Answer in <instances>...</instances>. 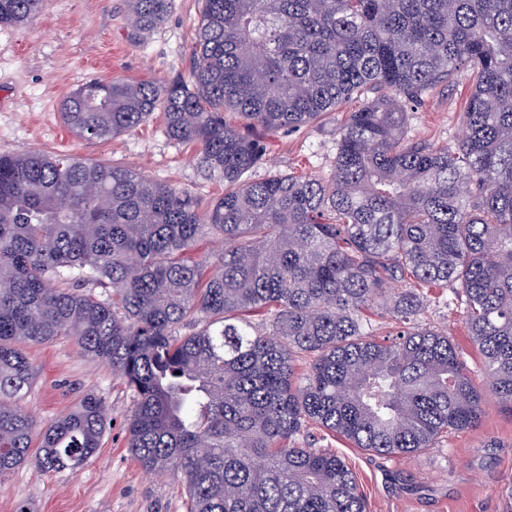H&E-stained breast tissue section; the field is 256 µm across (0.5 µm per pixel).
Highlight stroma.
Here are the masks:
<instances>
[{
	"mask_svg": "<svg viewBox=\"0 0 512 512\" xmlns=\"http://www.w3.org/2000/svg\"><path fill=\"white\" fill-rule=\"evenodd\" d=\"M199 0H175L165 23L143 39L131 36L123 0H44L40 16L17 27H0V152L46 151L135 167L149 178L188 192L207 209L224 191L203 176L198 147L168 138L162 115L108 141L77 138L65 125L60 104L91 78L168 80L190 76L191 38L200 18ZM468 83L433 89L409 109L410 137L455 148L463 136L461 114ZM351 105L320 122L265 136V161L251 179L294 174L329 178L338 132ZM424 322L444 325L460 348L472 378L481 359L463 324L451 290L427 292ZM38 377L22 404L37 428L73 410L84 394L102 397L111 422L95 456L71 472L41 473L21 467L0 478V512H187L180 481L144 472L127 448L125 424L133 394L104 362L84 356L70 339L29 347ZM314 447L344 458L367 512H504V485L512 483V408L489 404L479 427L449 433L428 453L387 458L352 447L315 427Z\"/></svg>",
	"mask_w": 512,
	"mask_h": 512,
	"instance_id": "1",
	"label": "stroma"
}]
</instances>
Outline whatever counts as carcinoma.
<instances>
[{
  "label": "carcinoma",
  "instance_id": "cac0c4a2",
  "mask_svg": "<svg viewBox=\"0 0 512 512\" xmlns=\"http://www.w3.org/2000/svg\"><path fill=\"white\" fill-rule=\"evenodd\" d=\"M124 2L135 38L173 8ZM42 5L0 0V25ZM190 60L188 82L92 80L61 111L89 141L162 113L224 180L202 215L125 164L0 153V475L73 472L100 447L109 412L88 392L32 450L21 345L68 337L133 392L127 448L181 481L188 512H365L311 426L398 458L477 426L491 399L512 407V0H201ZM462 72L457 151L409 137L406 109ZM358 98L330 183L244 178L266 144L225 113L269 135ZM206 237L224 241L209 271L193 257ZM64 273L112 285L120 306ZM441 286L464 305L479 382L420 320ZM378 310L403 324L393 337H375Z\"/></svg>",
  "mask_w": 512,
  "mask_h": 512
}]
</instances>
